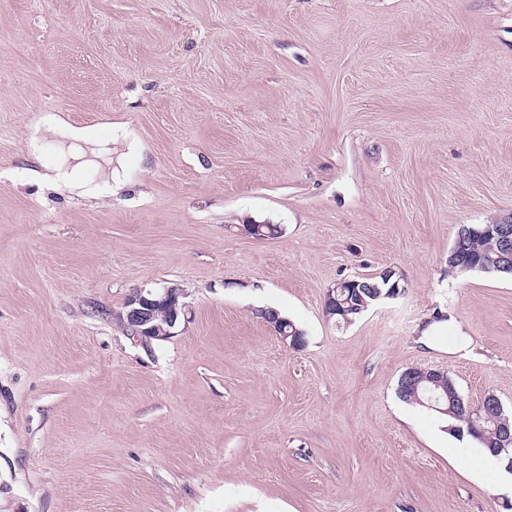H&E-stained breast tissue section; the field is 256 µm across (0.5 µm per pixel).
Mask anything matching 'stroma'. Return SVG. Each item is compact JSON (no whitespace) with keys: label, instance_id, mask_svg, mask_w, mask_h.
<instances>
[{"label":"stroma","instance_id":"1","mask_svg":"<svg viewBox=\"0 0 512 512\" xmlns=\"http://www.w3.org/2000/svg\"><path fill=\"white\" fill-rule=\"evenodd\" d=\"M48 114L109 130L121 191L48 179ZM511 212L512 0H0V512H507L396 387L512 407V280L448 271ZM166 286L188 324L136 342ZM379 274L383 275V277L377 275L370 277L357 276L337 283L336 289H329L324 301L325 315L329 318H332L336 315V312L341 311L345 318L348 317L349 319L354 320L363 312H365L369 307L379 301L382 297L387 296L389 290L388 287L393 282V279L391 278L396 274V272L391 268H387ZM383 278L385 281H389L390 279L391 280L388 284H386ZM356 281L358 283H356ZM352 288H358L357 291H360L362 302L364 300L367 303V309L358 312L354 311V307L348 311L346 315L347 310L344 308L345 303L339 300V298L336 296V293L340 295L342 291H344L345 296L342 297L344 298L348 296L349 292H352ZM344 316L336 315L337 318L341 319L340 322L345 323L346 320ZM182 293L177 288H136L125 303V323L131 335L139 341L166 340L185 320V303L179 302ZM162 317L159 322V314ZM261 314L265 315V317L267 319V323L271 326V328L274 330V332L280 336V338L284 342H288L289 345L292 346L293 348L303 346L302 340L299 336L303 335L302 337L304 338V333L299 328H297L294 323H290L289 321H286L288 324V328H289L288 331H291L292 329L296 328L298 330V334H301V333L302 334L297 335V336H292L291 340H289L290 336H288V333H286L284 331V328L282 325V322L284 320H286L285 318L284 319L281 318L278 315V312L273 309L261 310Z\"/></svg>","mask_w":512,"mask_h":512}]
</instances>
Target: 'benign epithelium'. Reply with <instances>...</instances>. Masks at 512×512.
Listing matches in <instances>:
<instances>
[{
    "label": "benign epithelium",
    "mask_w": 512,
    "mask_h": 512,
    "mask_svg": "<svg viewBox=\"0 0 512 512\" xmlns=\"http://www.w3.org/2000/svg\"><path fill=\"white\" fill-rule=\"evenodd\" d=\"M486 232L502 242L503 269H512V219L501 224L487 226ZM182 293L174 287L136 288L125 303V323L131 335L139 341L166 340L177 334V328L185 318V304L179 302ZM267 323L280 338L292 347L302 346L298 336L289 337L284 331L283 318L273 309H264ZM430 386L427 408L442 414L448 409L441 407V394L446 392L451 379L448 370L438 367L410 368L401 375L400 388L415 391L420 384Z\"/></svg>",
    "instance_id": "1"
}]
</instances>
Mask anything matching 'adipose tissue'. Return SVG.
Returning a JSON list of instances; mask_svg holds the SVG:
<instances>
[{
    "label": "adipose tissue",
    "mask_w": 512,
    "mask_h": 512,
    "mask_svg": "<svg viewBox=\"0 0 512 512\" xmlns=\"http://www.w3.org/2000/svg\"><path fill=\"white\" fill-rule=\"evenodd\" d=\"M37 131L50 132L66 138L69 142L67 148L68 162L56 165L53 180L60 186L69 189L90 188L92 195L104 196L122 187L117 173H114L110 163L112 151L109 140L101 135L94 127H75L69 125L54 115L44 116L36 125ZM105 163L104 180L95 187H88L85 179L87 168Z\"/></svg>",
    "instance_id": "adipose-tissue-1"
}]
</instances>
